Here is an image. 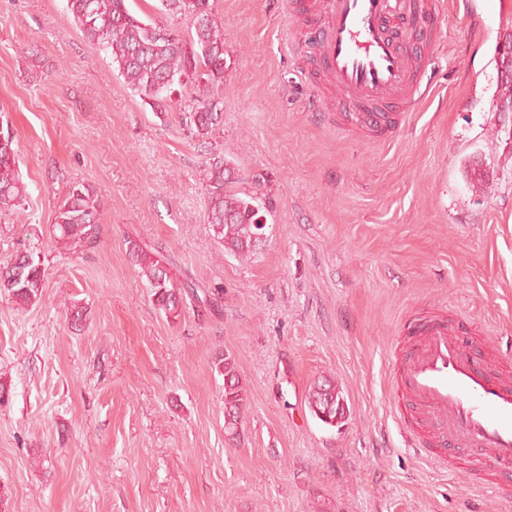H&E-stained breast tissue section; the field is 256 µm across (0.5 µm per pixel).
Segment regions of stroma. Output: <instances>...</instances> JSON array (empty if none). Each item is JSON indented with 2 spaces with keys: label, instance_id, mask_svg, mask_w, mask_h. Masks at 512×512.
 <instances>
[{
  "label": "stroma",
  "instance_id": "stroma-1",
  "mask_svg": "<svg viewBox=\"0 0 512 512\" xmlns=\"http://www.w3.org/2000/svg\"><path fill=\"white\" fill-rule=\"evenodd\" d=\"M322 4L215 0L224 112L198 139L125 83L67 0H0V131L26 188L0 212V261L30 250L45 273L33 305L0 294L6 512H512L478 453L429 464L392 418L406 320L444 314L512 353V112L494 109L493 59L512 0H446L432 94L388 142L315 96ZM220 157L231 191L271 206L245 261L206 222L201 174ZM82 181L104 222L94 241L58 238ZM131 239L206 303L159 310ZM221 351L247 395L235 436ZM324 378L349 409L335 428L308 407Z\"/></svg>",
  "mask_w": 512,
  "mask_h": 512
}]
</instances>
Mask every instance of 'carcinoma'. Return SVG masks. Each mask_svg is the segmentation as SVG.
<instances>
[{
	"instance_id": "1",
	"label": "carcinoma",
	"mask_w": 512,
	"mask_h": 512,
	"mask_svg": "<svg viewBox=\"0 0 512 512\" xmlns=\"http://www.w3.org/2000/svg\"><path fill=\"white\" fill-rule=\"evenodd\" d=\"M159 2L162 14L190 16L188 35L164 23L145 22L130 10L128 0H67V9L84 38L111 57L128 86L149 99L152 108L172 105V95L182 89L194 90L193 99L184 102L181 112L190 133L204 137L223 112V100L214 96L210 87L224 82V29L214 18L210 0ZM500 49L501 45H496L501 82L495 107L500 112H512V64L505 65ZM233 174L222 159L204 168L203 181L209 187L207 223L224 243V250L246 260L261 243L263 206L253 197L241 198L225 190ZM24 197L13 138L7 134L0 139V209L17 207ZM102 221L99 193L83 182L74 185L58 206L54 228L62 238L84 240L97 233ZM127 244L158 307L167 315L178 314L187 291L171 281L166 258L134 240H127ZM44 288L42 263L34 253L18 252L0 265V291L13 299L32 304L40 300ZM213 366L224 376V428L235 435L245 415V388L232 354H217ZM308 405L312 415L330 427L341 424L347 416L342 391L331 380L314 384Z\"/></svg>"
}]
</instances>
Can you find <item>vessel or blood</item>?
I'll return each mask as SVG.
<instances>
[{
	"label": "vessel or blood",
	"mask_w": 512,
	"mask_h": 512,
	"mask_svg": "<svg viewBox=\"0 0 512 512\" xmlns=\"http://www.w3.org/2000/svg\"><path fill=\"white\" fill-rule=\"evenodd\" d=\"M439 12V0H326L317 63L330 79L324 93L347 106L373 134L396 132L403 113L429 95L425 51L432 28L407 34L416 17ZM397 389L424 422L415 445L439 466L455 450L482 453L484 467L512 488V379L466 348L461 323L435 315L409 320Z\"/></svg>",
	"instance_id": "1"
}]
</instances>
